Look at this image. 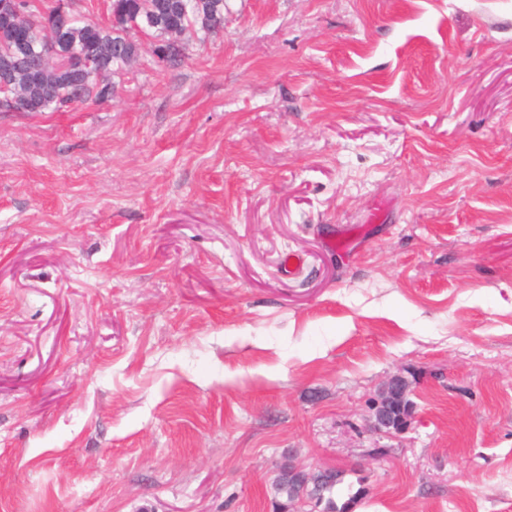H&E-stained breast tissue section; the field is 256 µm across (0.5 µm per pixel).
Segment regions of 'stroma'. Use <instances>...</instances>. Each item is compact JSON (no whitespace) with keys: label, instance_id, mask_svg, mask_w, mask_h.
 Masks as SVG:
<instances>
[{"label":"stroma","instance_id":"stroma-1","mask_svg":"<svg viewBox=\"0 0 512 512\" xmlns=\"http://www.w3.org/2000/svg\"><path fill=\"white\" fill-rule=\"evenodd\" d=\"M184 43L0 110V512H277L286 462L512 512V0H226Z\"/></svg>","mask_w":512,"mask_h":512}]
</instances>
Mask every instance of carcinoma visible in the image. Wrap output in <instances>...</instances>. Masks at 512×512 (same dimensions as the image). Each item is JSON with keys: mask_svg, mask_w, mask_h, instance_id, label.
Returning a JSON list of instances; mask_svg holds the SVG:
<instances>
[{"mask_svg": "<svg viewBox=\"0 0 512 512\" xmlns=\"http://www.w3.org/2000/svg\"><path fill=\"white\" fill-rule=\"evenodd\" d=\"M53 7L40 9L35 0L21 13L0 11V80L8 73L13 88L24 91L30 99V111H59L91 100L105 102L112 97L100 87L101 73L114 74L141 53L136 34L141 33L167 46L166 63L178 64L181 46L170 41L169 31H194L204 37L217 36L224 30V0H112L111 23L101 26L77 19L67 33L66 46L48 48L40 42L35 50L22 54L14 50V35L20 30L45 34ZM93 44L102 55L96 64L84 63L81 53ZM342 483V473L333 472L314 485H307L293 472V466H280L273 482L275 494L286 499L287 509L304 497L322 512H352L359 498L353 495L341 504L333 492Z\"/></svg>", "mask_w": 512, "mask_h": 512, "instance_id": "cac0c4a2", "label": "carcinoma"}]
</instances>
